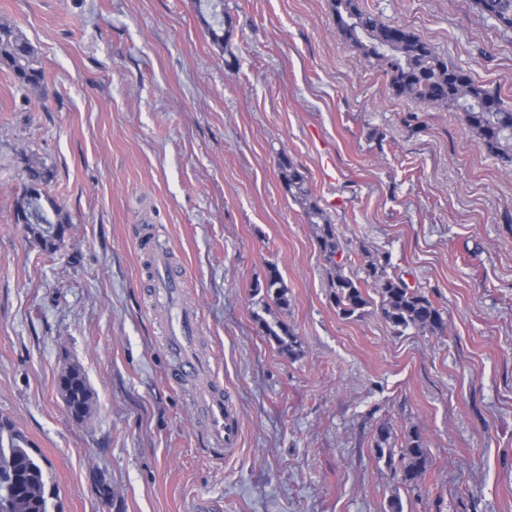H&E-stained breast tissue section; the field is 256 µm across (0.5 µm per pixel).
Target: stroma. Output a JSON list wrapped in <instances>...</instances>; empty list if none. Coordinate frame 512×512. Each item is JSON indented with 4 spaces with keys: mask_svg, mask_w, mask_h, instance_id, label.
<instances>
[{
    "mask_svg": "<svg viewBox=\"0 0 512 512\" xmlns=\"http://www.w3.org/2000/svg\"><path fill=\"white\" fill-rule=\"evenodd\" d=\"M358 3L512 102V31L472 0ZM224 16L219 47L196 0H0L45 74L34 91L0 65V448L30 441L49 512H386L395 493L403 512H512V167L459 113L397 97L330 0H224ZM31 155L69 218L53 253L14 220ZM283 155L347 272L388 258L443 334L339 315ZM146 239L184 275L198 373L164 347ZM271 264L288 308L254 294ZM264 320L294 329L296 355ZM67 364L96 395L83 424L57 389ZM215 384L242 429L229 455L194 403ZM383 422L424 438L418 487L378 460Z\"/></svg>",
    "mask_w": 512,
    "mask_h": 512,
    "instance_id": "1",
    "label": "stroma"
}]
</instances>
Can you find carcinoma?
<instances>
[{
  "label": "carcinoma",
  "instance_id": "1",
  "mask_svg": "<svg viewBox=\"0 0 512 512\" xmlns=\"http://www.w3.org/2000/svg\"><path fill=\"white\" fill-rule=\"evenodd\" d=\"M198 2L209 16L205 25L212 42L222 45L224 0ZM473 4L480 15L512 29V0H473ZM332 14L339 34L385 72L395 95L460 113L479 145L512 165V104L497 91L475 83L467 71L416 34L360 10L356 0H332ZM0 64L10 68L26 88H38L43 83L44 71L33 46L18 29L2 21ZM279 169L286 192L318 231V245L329 265L330 298L343 317L366 314V308L373 305L368 292L371 288L379 298L381 316L396 333L410 328L421 333L443 332V312L421 291L389 274L388 259L366 261L362 279L346 274L349 258L343 255L337 225L326 216L305 176L288 156L280 158ZM25 175L32 195L21 197L15 221L33 235L42 250L54 252L64 238V234L54 233V228L65 229L66 219L55 201L41 189L49 182L51 172L43 161L34 158L27 162ZM261 291L278 307L288 308V288L276 265L268 266L264 284L256 287V292ZM262 329L289 355L300 346L294 330L283 321L273 325L264 321ZM57 387L71 419L84 423L92 417L95 394L79 366L65 367L58 376ZM10 437V448L0 449V512H48L50 493L43 468L23 435L14 432ZM375 451L377 458L397 474L401 486L415 488L424 480L429 453L418 431H405L398 442L392 426L381 424L375 434Z\"/></svg>",
  "mask_w": 512,
  "mask_h": 512
}]
</instances>
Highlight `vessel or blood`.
<instances>
[{
	"label": "vessel or blood",
	"instance_id": "1",
	"mask_svg": "<svg viewBox=\"0 0 512 512\" xmlns=\"http://www.w3.org/2000/svg\"><path fill=\"white\" fill-rule=\"evenodd\" d=\"M156 265L158 270L157 287L162 288L177 304L167 330L165 345L168 350L179 356L185 373H195L204 367L203 362L194 351L198 325L197 314L194 310L179 306L182 278L171 270L167 257L158 256ZM195 402L207 415L213 442L225 450L237 447L241 433L240 421L234 410L225 401L223 390L218 387L206 389L197 393Z\"/></svg>",
	"mask_w": 512,
	"mask_h": 512
}]
</instances>
